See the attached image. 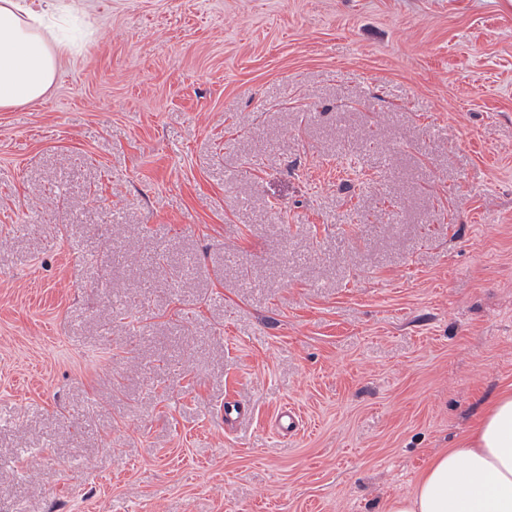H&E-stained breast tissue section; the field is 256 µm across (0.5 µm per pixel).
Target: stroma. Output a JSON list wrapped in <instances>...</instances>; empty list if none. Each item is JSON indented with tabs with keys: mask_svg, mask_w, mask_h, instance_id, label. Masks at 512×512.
<instances>
[{
	"mask_svg": "<svg viewBox=\"0 0 512 512\" xmlns=\"http://www.w3.org/2000/svg\"><path fill=\"white\" fill-rule=\"evenodd\" d=\"M75 16L0 111V512H384L512 385V0Z\"/></svg>",
	"mask_w": 512,
	"mask_h": 512,
	"instance_id": "1",
	"label": "stroma"
}]
</instances>
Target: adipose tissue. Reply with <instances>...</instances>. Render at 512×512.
Here are the masks:
<instances>
[{
  "label": "adipose tissue",
  "instance_id": "adipose-tissue-1",
  "mask_svg": "<svg viewBox=\"0 0 512 512\" xmlns=\"http://www.w3.org/2000/svg\"><path fill=\"white\" fill-rule=\"evenodd\" d=\"M60 0H0V110L41 101L66 42L50 22ZM386 512H512V389L500 391L457 447L441 449Z\"/></svg>",
  "mask_w": 512,
  "mask_h": 512
}]
</instances>
